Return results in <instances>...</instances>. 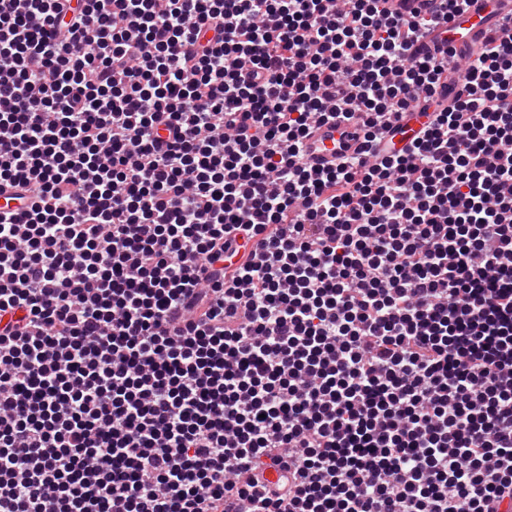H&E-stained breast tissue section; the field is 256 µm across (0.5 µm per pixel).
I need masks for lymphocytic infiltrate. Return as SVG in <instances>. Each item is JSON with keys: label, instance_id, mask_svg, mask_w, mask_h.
Wrapping results in <instances>:
<instances>
[{"label": "lymphocytic infiltrate", "instance_id": "f902f5d3", "mask_svg": "<svg viewBox=\"0 0 512 512\" xmlns=\"http://www.w3.org/2000/svg\"><path fill=\"white\" fill-rule=\"evenodd\" d=\"M468 3L0 0V512L512 503V40L412 54ZM423 113V103L420 102L412 105L404 114H400L402 117L390 114L382 119V123H386L393 128L388 138L392 137L394 150L402 149L422 129L428 121ZM341 140L339 130L336 129V121L328 123H316L314 132L306 139L302 151L301 164L312 169H327L336 164V141Z\"/></svg>", "mask_w": 512, "mask_h": 512}]
</instances>
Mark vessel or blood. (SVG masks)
<instances>
[{
	"mask_svg": "<svg viewBox=\"0 0 512 512\" xmlns=\"http://www.w3.org/2000/svg\"><path fill=\"white\" fill-rule=\"evenodd\" d=\"M505 0H470L468 11L450 22L442 24L428 38V43L458 45L494 32L502 37H512V22L505 20ZM386 124L392 128V143L395 149H402L414 138L427 121L422 104H414L403 115H387ZM347 138L351 148L363 145V134L359 127L350 125L346 130H337L335 123H318L312 135L306 139L302 151L303 167L323 170L336 158V143Z\"/></svg>",
	"mask_w": 512,
	"mask_h": 512,
	"instance_id": "b4317fda",
	"label": "vessel or blood"
}]
</instances>
